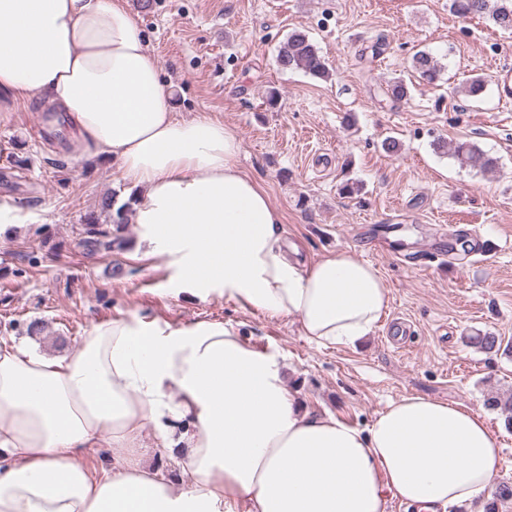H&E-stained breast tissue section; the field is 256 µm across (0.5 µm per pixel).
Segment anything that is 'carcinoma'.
<instances>
[{"label": "carcinoma", "mask_w": 512, "mask_h": 512, "mask_svg": "<svg viewBox=\"0 0 512 512\" xmlns=\"http://www.w3.org/2000/svg\"><path fill=\"white\" fill-rule=\"evenodd\" d=\"M449 11L461 18H485L504 33H512V0H448ZM276 64L282 70H298L305 74L327 80L331 76L328 61L309 36L295 31L280 45ZM412 70L429 82L437 80L442 66L430 53L420 51L413 56ZM451 156L462 166L482 173H493L497 169V159L468 142L453 146ZM132 211L131 203L117 204L116 193L104 195L98 203V212L85 217L82 237L78 246L84 255L93 257L103 251L124 250L128 241L124 230ZM109 218L112 227L105 228L99 222V215ZM469 344L489 355L512 352V343L493 333L476 334L469 338ZM487 406L503 417L505 426L512 429V390L498 393L487 401Z\"/></svg>", "instance_id": "1"}]
</instances>
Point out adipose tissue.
Here are the masks:
<instances>
[{
    "label": "adipose tissue",
    "mask_w": 512,
    "mask_h": 512,
    "mask_svg": "<svg viewBox=\"0 0 512 512\" xmlns=\"http://www.w3.org/2000/svg\"><path fill=\"white\" fill-rule=\"evenodd\" d=\"M171 96L122 0H0V110L45 101L85 155L118 161L145 192L146 254L170 259L184 292L295 317L325 346L369 336L389 306L379 270L349 250L289 258L236 133L177 118ZM147 427L183 453L182 477L148 462ZM105 438L124 453L91 469ZM499 451L481 414L423 396L363 429L311 415L283 356L221 322L115 317L53 358L0 345V512H449L488 496Z\"/></svg>",
    "instance_id": "1"
}]
</instances>
